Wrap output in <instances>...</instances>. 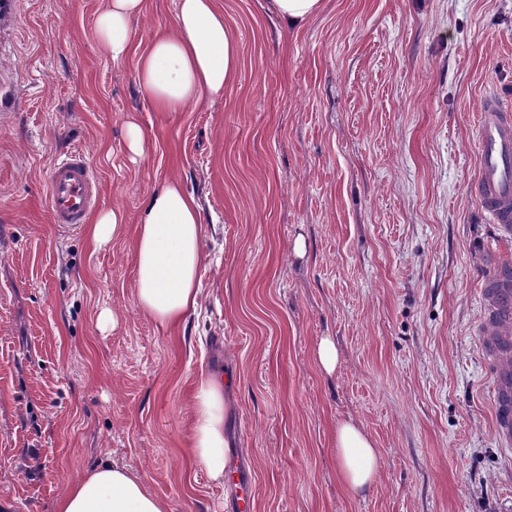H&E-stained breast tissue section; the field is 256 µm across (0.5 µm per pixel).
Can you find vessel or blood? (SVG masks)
Here are the masks:
<instances>
[{"label": "vessel or blood", "mask_w": 512, "mask_h": 512, "mask_svg": "<svg viewBox=\"0 0 512 512\" xmlns=\"http://www.w3.org/2000/svg\"><path fill=\"white\" fill-rule=\"evenodd\" d=\"M479 168L474 191L504 235L512 234V109L495 98L484 101L478 122ZM53 223H87L98 204L97 177L84 152L56 161L47 182ZM479 334L493 371L494 434L512 447V266L494 263L485 288Z\"/></svg>", "instance_id": "1"}]
</instances>
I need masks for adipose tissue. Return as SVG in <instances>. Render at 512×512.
Returning a JSON list of instances; mask_svg holds the SVG:
<instances>
[{"mask_svg":"<svg viewBox=\"0 0 512 512\" xmlns=\"http://www.w3.org/2000/svg\"><path fill=\"white\" fill-rule=\"evenodd\" d=\"M145 0H106L97 18L101 49L113 61H135L140 95L154 109L181 112L223 92L239 66L237 41L216 0H176L175 22L148 45L136 43L132 23ZM202 208L179 178L164 177L147 197L134 237V293L140 311L158 326L178 324L197 310ZM336 463L347 493L369 490L381 467L370 435L353 420L337 422ZM231 444L224 431V387L201 379L193 397L191 453L212 480L223 479ZM57 512H169L167 502L119 464H102L72 482Z\"/></svg>","mask_w":512,"mask_h":512,"instance_id":"ef3b65f1","label":"adipose tissue"}]
</instances>
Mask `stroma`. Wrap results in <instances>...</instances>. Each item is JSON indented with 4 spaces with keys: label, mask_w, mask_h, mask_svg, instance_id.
<instances>
[{
    "label": "stroma",
    "mask_w": 512,
    "mask_h": 512,
    "mask_svg": "<svg viewBox=\"0 0 512 512\" xmlns=\"http://www.w3.org/2000/svg\"><path fill=\"white\" fill-rule=\"evenodd\" d=\"M175 2L146 0L135 41L170 29ZM217 2L239 69L169 114L101 50L104 0L0 8V512H56L112 461L170 512H236L187 453L212 373L252 512H512L478 336L512 237L471 191L483 101L512 104V0H324L298 30L266 0ZM78 149L99 210L127 218L102 248L50 218L49 169ZM170 172L202 206L205 262L197 311L164 331L136 304L132 235ZM346 418L381 455L357 498L333 445ZM340 351L336 339L332 336H323L319 339L314 361L317 367L326 375H333L339 365Z\"/></svg>",
    "instance_id": "obj_1"
}]
</instances>
